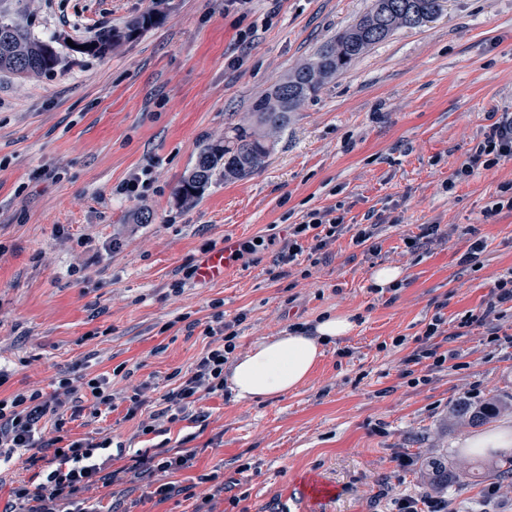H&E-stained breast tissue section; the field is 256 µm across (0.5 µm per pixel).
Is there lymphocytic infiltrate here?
Wrapping results in <instances>:
<instances>
[{
  "label": "lymphocytic infiltrate",
  "mask_w": 512,
  "mask_h": 512,
  "mask_svg": "<svg viewBox=\"0 0 512 512\" xmlns=\"http://www.w3.org/2000/svg\"><path fill=\"white\" fill-rule=\"evenodd\" d=\"M512 160V114L503 113L490 126L484 138L472 150L460 172L472 175L475 170H490ZM351 232L356 245H364L377 235L373 224H358L347 228L343 216L330 212H313L307 221L291 225L288 242L276 258L277 264L296 262L303 255L316 256L343 232ZM512 310V276L499 278L480 315L465 318L462 327L472 323L488 326L489 345L499 346L503 339L497 332V323L506 311ZM210 342L197 359L193 369L174 371L170 375L173 388L161 395L160 410H152L155 399L149 394V385L128 395L126 416L138 418V434L159 433L162 422L206 421L204 412L196 410L200 400L224 392V367L237 348L238 332L234 323L218 322L207 327ZM89 390L93 399V416L114 411L117 395L109 388L106 377L97 376L82 383L63 377L54 381L51 392L32 388L0 401V475L23 464H36L39 455H47V466L40 482L19 481L0 512H101L97 501L88 492L98 484L105 486L140 481L151 487L152 494L164 501L175 494L187 498H200V507L193 512H203L212 502L223 498L224 482L218 473L203 475L205 484L201 493L192 487H179L170 482V475L192 465L194 451L183 448L159 447L131 448L113 444L111 437H86L67 440L62 432L66 424L63 410L72 408L81 413L76 395L79 389ZM52 417L51 428L41 425L42 419ZM129 457L130 463L110 470L105 462L112 455Z\"/></svg>",
  "instance_id": "lymphocytic-infiltrate-1"
}]
</instances>
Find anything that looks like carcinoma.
Wrapping results in <instances>:
<instances>
[{"instance_id": "carcinoma-1", "label": "carcinoma", "mask_w": 512, "mask_h": 512, "mask_svg": "<svg viewBox=\"0 0 512 512\" xmlns=\"http://www.w3.org/2000/svg\"><path fill=\"white\" fill-rule=\"evenodd\" d=\"M439 0H373L371 10L356 24L323 45L309 62L299 66L267 95L257 99L252 111L224 133V140L200 146L194 165L181 181L177 193L184 201L202 195L217 178L243 179L261 169L271 152V134L281 130L308 96L324 82L347 70L351 63L399 27H416L434 15ZM146 14L123 30L108 29L84 43V52L102 55L114 43L131 39L152 23ZM58 53L39 38L23 7V0H0V71L13 75L51 74L59 65ZM512 411V402L491 397L472 403L455 401L450 418L471 427L483 426L502 412ZM472 462L431 460L424 475L430 490L442 493L452 486L465 487L478 477Z\"/></svg>"}]
</instances>
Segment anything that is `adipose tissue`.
I'll list each match as a JSON object with an SVG mask.
<instances>
[{
  "label": "adipose tissue",
  "instance_id": "1",
  "mask_svg": "<svg viewBox=\"0 0 512 512\" xmlns=\"http://www.w3.org/2000/svg\"><path fill=\"white\" fill-rule=\"evenodd\" d=\"M355 327L350 314L336 312L322 317L309 332L286 331L270 340H257L237 359L228 377L235 400L258 402L303 386L324 346Z\"/></svg>",
  "mask_w": 512,
  "mask_h": 512
}]
</instances>
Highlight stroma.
I'll return each mask as SVG.
<instances>
[{"label":"stroma","instance_id":"1","mask_svg":"<svg viewBox=\"0 0 512 512\" xmlns=\"http://www.w3.org/2000/svg\"><path fill=\"white\" fill-rule=\"evenodd\" d=\"M370 5L250 0L228 12L224 0H24L61 63L51 75L0 73V364L14 370L1 399L63 376L163 392L169 374L193 367L216 313L238 321L241 356L257 338L345 312L355 330L325 346L296 391L252 403L210 396L205 422L170 423L159 436L137 435L122 406L92 417L85 391L68 435L139 448L190 440L194 465L175 481L192 485L223 466L216 512H393V494L429 495L422 460L464 457L479 434L449 420L452 402L512 397V345L491 348L487 327L460 325L512 273V211L492 210L512 161L460 173L490 125L512 113V0H441L431 21L398 28L290 113L259 172L213 181L192 201L177 194L201 143L223 140ZM149 11L155 23L137 38L102 56L79 52ZM146 167V196L120 194ZM328 210L377 225V251L347 232L317 264H287L272 279L289 225ZM143 212L150 223H137ZM429 224L438 238H423ZM228 236L271 244L232 262L224 282L190 276ZM478 238L479 267L462 265ZM382 266L401 270L397 288L372 289ZM437 317L433 343L460 368L408 366ZM402 457L412 467L399 469ZM92 494L107 508L191 512L184 496L161 502L138 482ZM447 498L454 512H512V481L490 476Z\"/></svg>","mask_w":512,"mask_h":512}]
</instances>
